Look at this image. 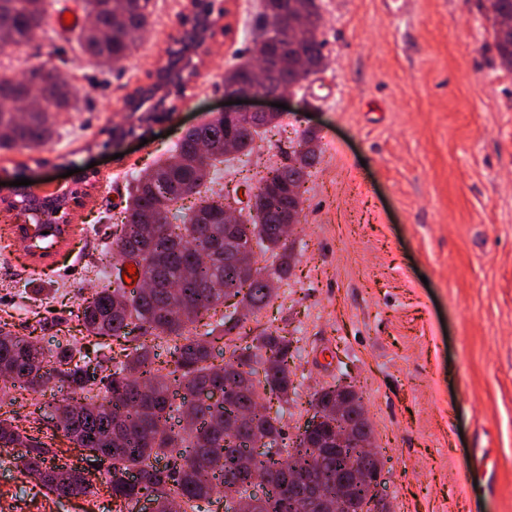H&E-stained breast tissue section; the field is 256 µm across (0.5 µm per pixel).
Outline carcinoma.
Segmentation results:
<instances>
[{"label": "carcinoma", "mask_w": 512, "mask_h": 512, "mask_svg": "<svg viewBox=\"0 0 512 512\" xmlns=\"http://www.w3.org/2000/svg\"><path fill=\"white\" fill-rule=\"evenodd\" d=\"M150 0H85L91 22L81 27L82 52L101 70L117 68L152 25ZM494 18V46L501 65L512 69V41L502 28L512 24V0H488ZM288 13L297 24L286 30L278 16ZM47 18V0H0V49H20L36 42ZM322 14L317 0H264L262 45L265 75L288 85V45L300 47L305 79L325 65L324 43L319 38ZM224 75V88L234 89L251 80L255 52ZM79 96L55 68L34 64L21 78L0 74V149L30 150L50 143L57 134V117L77 107ZM131 133L153 119L137 115L138 94L126 99ZM281 115L222 116L188 129L163 161L134 177L133 191L113 225V255L132 259L141 282L152 284L126 290L119 283L80 296L76 317L82 339L95 337L100 352L99 379L85 375V344L77 337L52 352L36 336H18L0 318V448H20L18 466L47 492L58 497H95L103 489L112 498L113 512H135L140 498L164 501L163 512H212L219 503L224 512H284L289 493L288 458L282 456V419L290 395L291 341L278 328L266 327L251 343L235 344L246 333L245 322L224 313L214 319L224 299L255 314L269 305L277 285L288 281L292 247L281 225L300 223L298 189L318 162L319 136L303 132L304 151L292 165L271 167L255 179L253 204L235 224L224 223L223 190L212 188L211 174L231 152L224 139L239 133L236 151L245 155L272 128ZM182 223L170 214L189 197ZM255 243L270 254L271 263L249 269L235 252ZM204 331H198V328ZM118 342V347L106 339ZM229 349L217 364L218 344ZM167 347L171 361L158 360L157 349ZM57 380L63 395L55 407L53 434L44 441L3 408L16 402L15 393L38 397ZM224 391V405L200 404L195 395L212 387ZM277 401L276 411L263 400ZM267 439V456L256 459L248 451ZM64 439L75 448H106L109 465L100 485L82 468L57 466L52 460ZM356 452L334 449L314 457L305 439L292 441V456L306 468L341 472ZM261 470L271 476L264 501L253 504L250 474Z\"/></svg>", "instance_id": "carcinoma-1"}]
</instances>
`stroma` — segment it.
Segmentation results:
<instances>
[{"label": "stroma", "mask_w": 512, "mask_h": 512, "mask_svg": "<svg viewBox=\"0 0 512 512\" xmlns=\"http://www.w3.org/2000/svg\"><path fill=\"white\" fill-rule=\"evenodd\" d=\"M326 65L284 97L281 123L247 161L225 163L220 188L282 162L315 130L293 269L252 333L283 328L298 351L283 419L299 433L312 393L338 380L362 396L381 455L377 493L393 512H512V71L494 47L488 0H319ZM208 52L171 116L147 142L104 147L127 97L167 59L190 0H150L153 24L119 69L83 56L55 21L29 47L0 53V73L42 63L81 99L45 147L0 150V195L12 181L60 183L89 169V198L67 241L34 262L0 221V315L66 343L77 296L115 281L92 269L128 198L131 174L169 156L183 133L222 111L224 73L252 45L262 0H226ZM488 472L474 470L476 449ZM100 498L44 493L0 454V512H98Z\"/></svg>", "instance_id": "stroma-1"}]
</instances>
